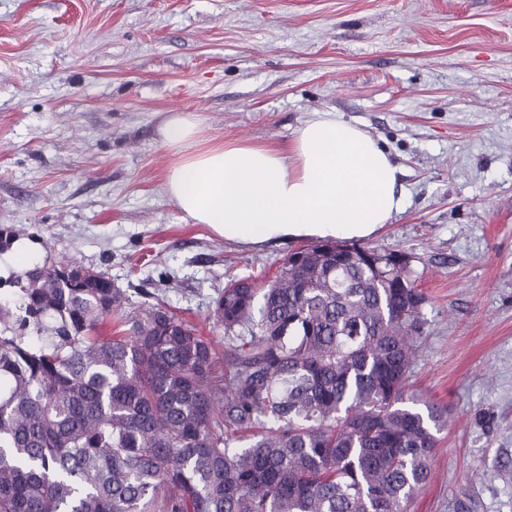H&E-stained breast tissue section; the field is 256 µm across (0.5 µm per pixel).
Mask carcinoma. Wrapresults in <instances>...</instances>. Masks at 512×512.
<instances>
[{"instance_id": "cac0c4a2", "label": "carcinoma", "mask_w": 512, "mask_h": 512, "mask_svg": "<svg viewBox=\"0 0 512 512\" xmlns=\"http://www.w3.org/2000/svg\"><path fill=\"white\" fill-rule=\"evenodd\" d=\"M397 255L328 240L234 281L221 353L104 272L0 275V512H408L446 412L407 388L425 295Z\"/></svg>"}]
</instances>
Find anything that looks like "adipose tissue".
Listing matches in <instances>:
<instances>
[{
    "label": "adipose tissue",
    "instance_id": "adipose-tissue-1",
    "mask_svg": "<svg viewBox=\"0 0 512 512\" xmlns=\"http://www.w3.org/2000/svg\"><path fill=\"white\" fill-rule=\"evenodd\" d=\"M192 112L159 126L172 153L164 192L184 216L257 247L273 241L367 239L406 208L399 169L355 124L318 112L288 148L204 142Z\"/></svg>",
    "mask_w": 512,
    "mask_h": 512
}]
</instances>
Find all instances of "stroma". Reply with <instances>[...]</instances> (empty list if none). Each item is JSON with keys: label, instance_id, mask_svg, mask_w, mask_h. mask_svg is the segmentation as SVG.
I'll return each instance as SVG.
<instances>
[{"label": "stroma", "instance_id": "stroma-1", "mask_svg": "<svg viewBox=\"0 0 512 512\" xmlns=\"http://www.w3.org/2000/svg\"><path fill=\"white\" fill-rule=\"evenodd\" d=\"M171 111L208 139L285 149L316 111L378 139L408 203L366 244L412 258L408 384L448 409L411 512H512V0H0V227L220 350L226 284L273 280L302 243L183 217Z\"/></svg>", "mask_w": 512, "mask_h": 512}]
</instances>
